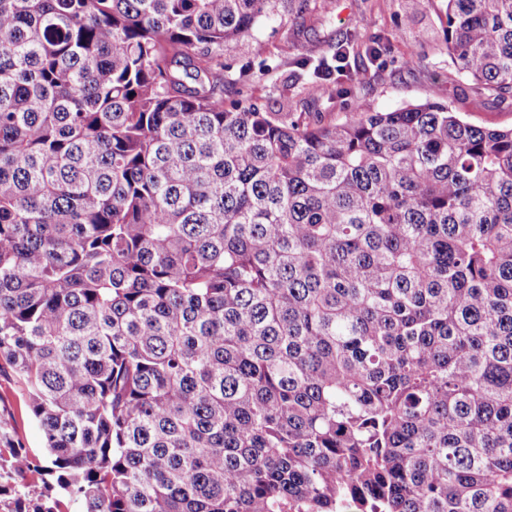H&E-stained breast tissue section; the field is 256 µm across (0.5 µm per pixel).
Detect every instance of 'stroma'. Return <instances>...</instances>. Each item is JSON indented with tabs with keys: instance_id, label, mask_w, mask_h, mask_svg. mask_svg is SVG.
Segmentation results:
<instances>
[{
	"instance_id": "35a3bbf8",
	"label": "stroma",
	"mask_w": 512,
	"mask_h": 512,
	"mask_svg": "<svg viewBox=\"0 0 512 512\" xmlns=\"http://www.w3.org/2000/svg\"><path fill=\"white\" fill-rule=\"evenodd\" d=\"M299 0L257 22L251 37L224 48V99L257 104L265 112H319L325 120L349 117L351 98L366 110L388 112L408 103L437 101L455 107L477 126L512 127V97L480 107L456 100L459 78L445 47L446 17L412 0ZM262 42L266 69L254 66L252 46ZM348 47L343 72L317 79L314 67ZM378 57H370V48ZM317 94H308L311 83ZM0 417L10 419L30 453L46 455L43 434L27 403L26 389L9 368H0Z\"/></svg>"
}]
</instances>
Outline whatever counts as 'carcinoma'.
<instances>
[{
    "mask_svg": "<svg viewBox=\"0 0 512 512\" xmlns=\"http://www.w3.org/2000/svg\"><path fill=\"white\" fill-rule=\"evenodd\" d=\"M276 2L0 0L6 512H512V128L226 107ZM442 7L511 95L512 0ZM0 365V417L9 418L15 435L30 453L43 458L46 455L44 437L28 407L25 386L3 361Z\"/></svg>",
    "mask_w": 512,
    "mask_h": 512,
    "instance_id": "cac0c4a2",
    "label": "carcinoma"
}]
</instances>
